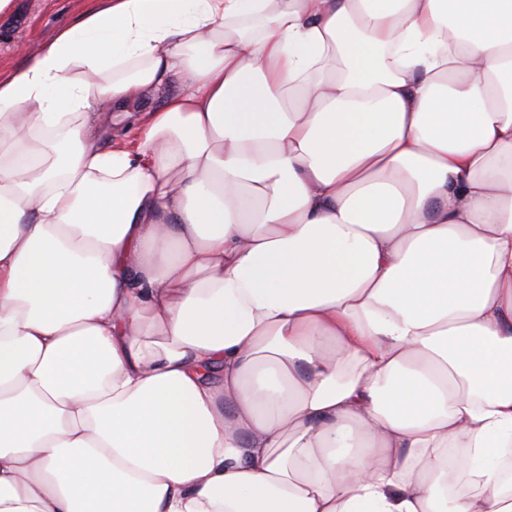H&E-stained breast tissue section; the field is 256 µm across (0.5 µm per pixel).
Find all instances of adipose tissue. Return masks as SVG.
I'll list each match as a JSON object with an SVG mask.
<instances>
[{
	"label": "adipose tissue",
	"instance_id": "ef3b65f1",
	"mask_svg": "<svg viewBox=\"0 0 512 512\" xmlns=\"http://www.w3.org/2000/svg\"><path fill=\"white\" fill-rule=\"evenodd\" d=\"M0 512H512V0H100L0 75Z\"/></svg>",
	"mask_w": 512,
	"mask_h": 512
}]
</instances>
